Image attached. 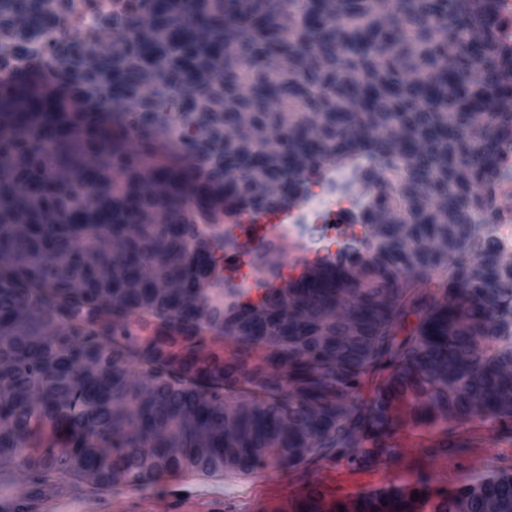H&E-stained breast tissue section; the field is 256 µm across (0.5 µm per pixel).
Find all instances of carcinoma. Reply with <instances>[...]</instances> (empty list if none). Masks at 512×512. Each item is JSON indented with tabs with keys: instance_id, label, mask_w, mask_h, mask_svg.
<instances>
[{
	"instance_id": "cac0c4a2",
	"label": "carcinoma",
	"mask_w": 512,
	"mask_h": 512,
	"mask_svg": "<svg viewBox=\"0 0 512 512\" xmlns=\"http://www.w3.org/2000/svg\"><path fill=\"white\" fill-rule=\"evenodd\" d=\"M42 0L0 10V61L31 30L59 25ZM495 0H124L112 11V57L56 58L89 84L112 74L142 105L138 124L74 111L63 92L0 87V471L98 494L147 489L190 468L299 466L366 441L362 462L394 453L390 403L412 392L410 418L431 428L479 419L512 425V266L502 262L491 187L512 170V54L498 51ZM235 65L223 64V45ZM189 88L207 132L209 178L152 166L147 132ZM373 92L368 107L333 116ZM347 166L370 192L356 201L369 237L338 249L316 281L256 303L210 305L213 259L185 211L217 190L265 210ZM118 171L122 180L113 182ZM450 266L442 298L418 281ZM132 313L184 339L161 361L121 330ZM418 317L410 337L393 332ZM212 322L233 343L218 370L197 369ZM135 358L140 371L127 364ZM390 369L363 396L380 363ZM64 426L25 456L37 423ZM419 497H414V494ZM512 512V474L453 491L426 482L355 496L334 512Z\"/></svg>"
}]
</instances>
